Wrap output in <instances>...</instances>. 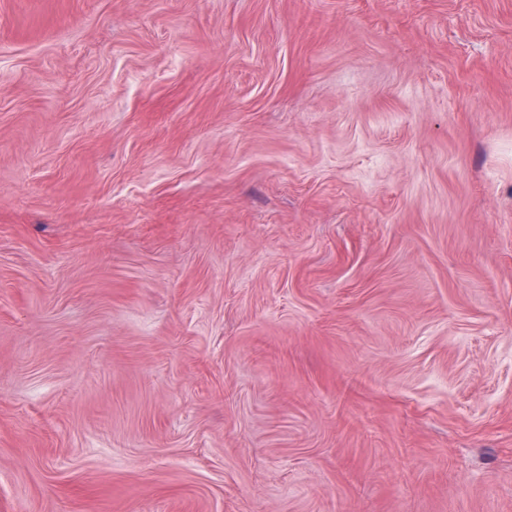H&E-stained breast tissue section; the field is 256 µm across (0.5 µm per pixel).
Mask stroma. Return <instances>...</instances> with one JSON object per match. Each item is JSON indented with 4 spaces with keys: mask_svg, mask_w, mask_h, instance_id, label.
I'll return each mask as SVG.
<instances>
[{
    "mask_svg": "<svg viewBox=\"0 0 512 512\" xmlns=\"http://www.w3.org/2000/svg\"><path fill=\"white\" fill-rule=\"evenodd\" d=\"M0 512H512V0H0Z\"/></svg>",
    "mask_w": 512,
    "mask_h": 512,
    "instance_id": "obj_1",
    "label": "stroma"
}]
</instances>
